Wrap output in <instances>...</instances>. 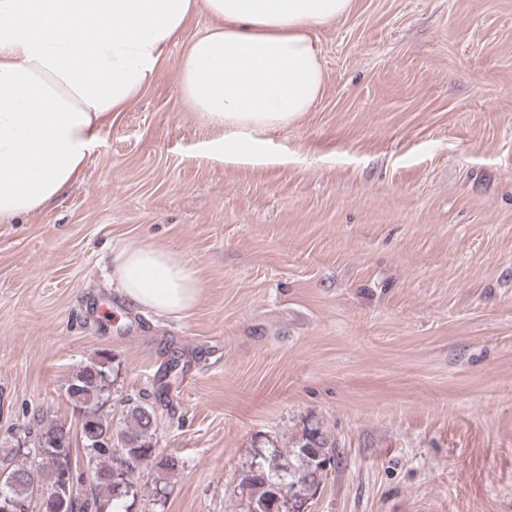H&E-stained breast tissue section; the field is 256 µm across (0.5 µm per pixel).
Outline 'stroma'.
I'll use <instances>...</instances> for the list:
<instances>
[{
    "mask_svg": "<svg viewBox=\"0 0 512 512\" xmlns=\"http://www.w3.org/2000/svg\"><path fill=\"white\" fill-rule=\"evenodd\" d=\"M315 36V105L220 155L171 46L81 179L0 223V449L78 430L97 354L116 426L176 356L154 439L182 467L132 512H244L242 467L315 424L311 512H512V0H354ZM144 242L199 278L184 315L119 294Z\"/></svg>",
    "mask_w": 512,
    "mask_h": 512,
    "instance_id": "1",
    "label": "stroma"
}]
</instances>
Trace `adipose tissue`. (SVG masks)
I'll return each instance as SVG.
<instances>
[{
  "label": "adipose tissue",
  "instance_id": "ef3b65f1",
  "mask_svg": "<svg viewBox=\"0 0 512 512\" xmlns=\"http://www.w3.org/2000/svg\"><path fill=\"white\" fill-rule=\"evenodd\" d=\"M353 0H0V223L41 212L83 173L103 129L185 41L183 97L238 141L288 126L321 97L314 32ZM211 27L185 39L198 12ZM130 305L160 316L193 308L201 282L183 257L142 243L112 254Z\"/></svg>",
  "mask_w": 512,
  "mask_h": 512
}]
</instances>
